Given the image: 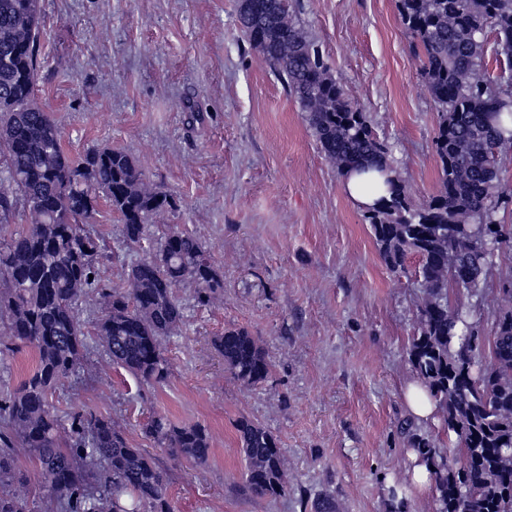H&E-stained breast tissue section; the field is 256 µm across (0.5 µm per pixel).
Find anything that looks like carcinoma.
<instances>
[{
	"mask_svg": "<svg viewBox=\"0 0 512 512\" xmlns=\"http://www.w3.org/2000/svg\"><path fill=\"white\" fill-rule=\"evenodd\" d=\"M398 10L439 112L433 150L440 189L417 207L390 164L389 146L290 20V0H239L237 18L249 45L301 104L336 169L386 176L387 195L365 219L386 267L413 273L422 288L409 362L442 411L448 444L465 455L438 464V512H512V469L501 464L512 452V280L499 289L487 336L450 301L452 293L481 297L495 252L512 249V233L497 220L502 156L512 147V93L501 89L512 86V0H398ZM40 28L39 0H0V354L28 348L34 356L27 376L0 390V512H31L15 468L21 450L39 463L44 512H171L166 471L145 449L131 447L112 417L84 408L63 419L51 399L92 349L82 318L87 298L103 305L93 327L105 355L161 384L162 340L184 323L174 288L192 281L197 305L207 307L223 296L224 277L199 238L175 230L130 266L128 288L101 280L106 245L88 229L100 209L118 216L130 248L172 201L146 183L125 150L92 146L71 157L57 120L35 98ZM490 43L495 60L508 61L495 76L485 62ZM18 220L27 227L13 228ZM412 258L418 264L411 271ZM211 343L242 385L268 378L271 362L246 329L229 326ZM236 430L245 488L284 493L277 437L245 417ZM144 434L175 458H209L210 436L200 424L175 426L156 416Z\"/></svg>",
	"mask_w": 512,
	"mask_h": 512,
	"instance_id": "cac0c4a2",
	"label": "carcinoma"
}]
</instances>
